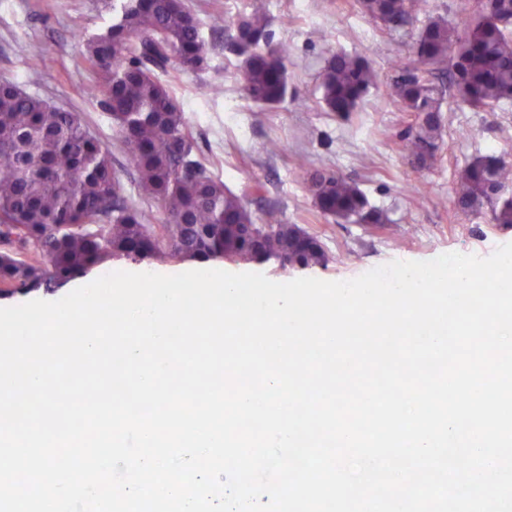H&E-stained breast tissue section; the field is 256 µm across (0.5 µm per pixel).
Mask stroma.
<instances>
[{
	"label": "stroma",
	"mask_w": 512,
	"mask_h": 512,
	"mask_svg": "<svg viewBox=\"0 0 512 512\" xmlns=\"http://www.w3.org/2000/svg\"><path fill=\"white\" fill-rule=\"evenodd\" d=\"M202 20L258 9L269 19L273 44L288 47L292 96L267 109L253 103L236 79L237 56L217 50L206 71L179 73L172 82L202 161L237 194L253 218L271 206L284 221L297 224L322 243L330 260L324 266L280 268L277 263L221 256L192 259L121 256L93 267L95 276L138 267L151 273L179 274L202 268L259 272L276 282L299 277L325 281L356 278L393 261H427L448 252L490 256L512 243V226L493 224L487 212L455 204L459 173L475 158L494 154L512 159V101L494 109H474L445 94L442 130L432 158L415 162L403 150L417 120L388 96V86L418 68L413 44L433 18L464 28L469 17L461 0H426L425 10L391 29L363 14L357 0H187ZM112 22V0H0V81L7 80L52 106L80 113L89 132L111 152L128 199L160 224L157 203L141 200L126 167L110 116L88 89L91 74L82 60L84 39ZM39 46L47 68L28 65ZM362 56L380 84L342 118L325 111L320 73L330 52ZM303 67H296V60ZM223 86L222 96L206 95L207 85ZM279 151H271V143ZM306 167H299L300 155ZM322 171L358 183L381 224L337 221L316 208L307 190L310 174Z\"/></svg>",
	"instance_id": "obj_1"
}]
</instances>
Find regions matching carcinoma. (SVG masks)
<instances>
[{
    "label": "carcinoma",
    "mask_w": 512,
    "mask_h": 512,
    "mask_svg": "<svg viewBox=\"0 0 512 512\" xmlns=\"http://www.w3.org/2000/svg\"><path fill=\"white\" fill-rule=\"evenodd\" d=\"M362 11L399 26L424 10L425 0H358ZM103 31L85 40L84 61L94 73L90 90L118 128L138 193L159 204L163 224L128 201L111 152L76 112L59 109L9 82H0V290L11 292L68 280L115 256L192 258L223 255L281 265L324 266L320 243L279 210L256 223L241 198L214 176L196 154L184 111L164 76L203 72L217 44L185 0H117ZM212 33L227 35L242 62L238 76L249 98L273 107L288 94L284 49H273L266 14L254 10L233 19L211 18ZM423 68L399 77L389 96L405 111L440 115L443 88L433 70L450 64L449 87L472 108L512 100V0H480L458 30L443 18L418 35ZM378 86L359 55L333 53L321 74V102L341 117ZM441 119L418 121L404 149L418 162L430 156ZM512 163L481 156L461 171L455 203L461 209L491 207L492 221L512 225ZM318 210L357 224H382L359 186L334 173L311 177Z\"/></svg>",
    "instance_id": "carcinoma-1"
}]
</instances>
